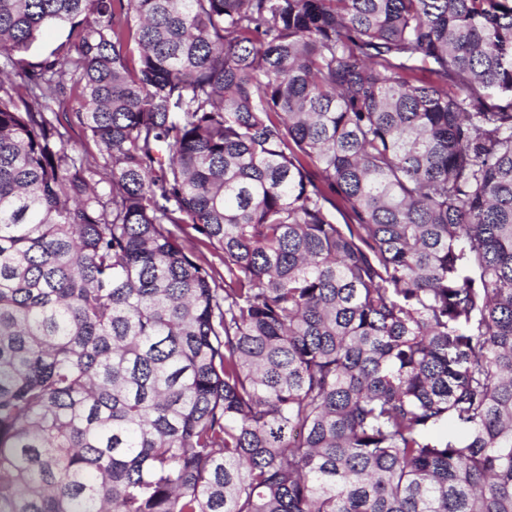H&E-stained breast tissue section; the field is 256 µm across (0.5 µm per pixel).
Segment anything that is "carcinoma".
Returning <instances> with one entry per match:
<instances>
[{
    "label": "carcinoma",
    "instance_id": "1",
    "mask_svg": "<svg viewBox=\"0 0 512 512\" xmlns=\"http://www.w3.org/2000/svg\"><path fill=\"white\" fill-rule=\"evenodd\" d=\"M0 512H512V0H0ZM64 125L67 131L64 139L68 148H76L80 152L87 153L91 160L92 157H95L98 161H101L97 145L79 126L75 124L69 126L66 122H64ZM185 237L192 242L188 243V248L192 249L194 256H196L200 262L212 264L224 276V267L221 265L218 255L211 247L199 240L202 239V237L190 228L186 229Z\"/></svg>",
    "mask_w": 512,
    "mask_h": 512
}]
</instances>
